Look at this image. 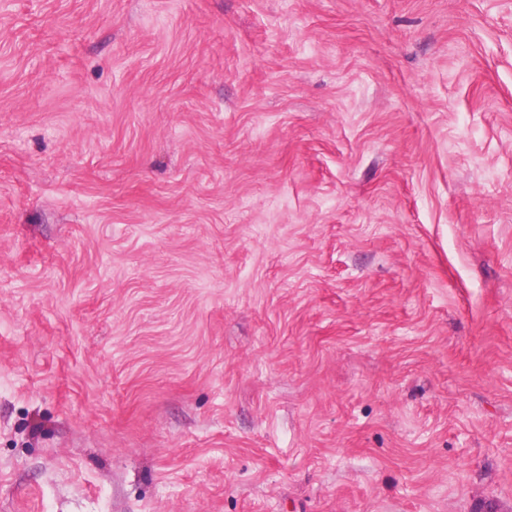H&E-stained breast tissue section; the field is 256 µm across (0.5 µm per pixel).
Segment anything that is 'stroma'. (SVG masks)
Returning a JSON list of instances; mask_svg holds the SVG:
<instances>
[{
    "label": "stroma",
    "mask_w": 512,
    "mask_h": 512,
    "mask_svg": "<svg viewBox=\"0 0 512 512\" xmlns=\"http://www.w3.org/2000/svg\"><path fill=\"white\" fill-rule=\"evenodd\" d=\"M0 512H512V0H0Z\"/></svg>",
    "instance_id": "35a3bbf8"
}]
</instances>
